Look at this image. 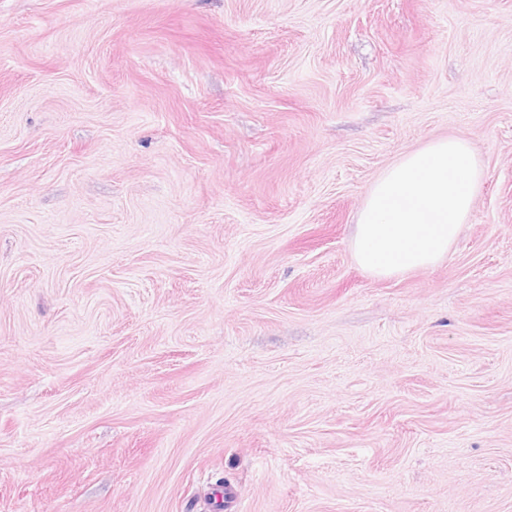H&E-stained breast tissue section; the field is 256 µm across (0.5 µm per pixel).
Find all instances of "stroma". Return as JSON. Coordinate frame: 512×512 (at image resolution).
I'll return each mask as SVG.
<instances>
[{"mask_svg":"<svg viewBox=\"0 0 512 512\" xmlns=\"http://www.w3.org/2000/svg\"><path fill=\"white\" fill-rule=\"evenodd\" d=\"M0 512H512V0H0Z\"/></svg>","mask_w":512,"mask_h":512,"instance_id":"1","label":"stroma"}]
</instances>
